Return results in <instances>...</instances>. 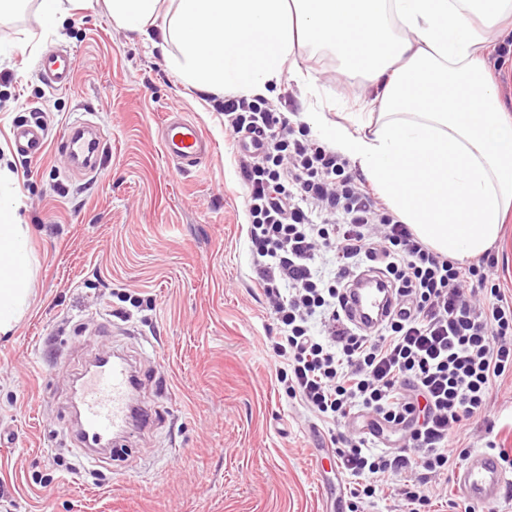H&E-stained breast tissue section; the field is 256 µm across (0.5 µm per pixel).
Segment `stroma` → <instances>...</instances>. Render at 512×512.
I'll use <instances>...</instances> for the list:
<instances>
[{
  "label": "stroma",
  "instance_id": "obj_1",
  "mask_svg": "<svg viewBox=\"0 0 512 512\" xmlns=\"http://www.w3.org/2000/svg\"><path fill=\"white\" fill-rule=\"evenodd\" d=\"M38 3L19 0L0 18V163L35 258L31 306L0 335V512H348L335 473L315 464L327 425L276 380L268 339L279 329L255 280L239 146L223 114L100 0L55 27ZM61 48L75 55V78L53 91L35 63ZM301 65L311 84L283 79L270 98L291 126L311 110L323 125L377 110L369 81L342 73L334 51ZM36 109L49 146L25 160L11 130ZM173 111L213 144L187 172L162 153ZM76 122L103 135L96 173L73 172L56 149ZM105 350L132 360L153 417L91 465L76 451L71 388ZM491 439L512 446L510 381L456 442L475 452Z\"/></svg>",
  "mask_w": 512,
  "mask_h": 512
}]
</instances>
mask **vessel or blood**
<instances>
[{
  "mask_svg": "<svg viewBox=\"0 0 512 512\" xmlns=\"http://www.w3.org/2000/svg\"><path fill=\"white\" fill-rule=\"evenodd\" d=\"M38 69L50 89H68L74 79V55L68 50L44 55ZM161 140L165 158L183 171L199 166L211 152V144L200 127L178 113L167 115ZM62 141L71 167L86 173L96 172L92 158L98 155L102 138L91 134L88 124L70 126ZM12 143L20 157H40L46 149L45 129L35 120L18 123L12 130ZM347 300L349 319L366 331L375 329L396 305L393 288L380 273L372 271L353 282ZM77 382L79 452L94 464L101 443L130 427L143 425L151 412L135 406L136 371L125 354L116 352L98 359L79 375ZM455 483L464 501L486 507L495 504L512 487V473L506 472L496 456L477 452L469 455L457 469Z\"/></svg>",
  "mask_w": 512,
  "mask_h": 512,
  "instance_id": "obj_1",
  "label": "vessel or blood"
}]
</instances>
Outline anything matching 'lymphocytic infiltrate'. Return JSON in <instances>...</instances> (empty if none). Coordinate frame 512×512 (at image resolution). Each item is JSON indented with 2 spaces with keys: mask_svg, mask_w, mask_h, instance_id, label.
Wrapping results in <instances>:
<instances>
[{
  "mask_svg": "<svg viewBox=\"0 0 512 512\" xmlns=\"http://www.w3.org/2000/svg\"><path fill=\"white\" fill-rule=\"evenodd\" d=\"M240 155L256 281L280 326L271 348L284 362L286 393L338 432L330 441L351 498L391 485L407 512H426L428 485L464 459L454 442L481 415L493 384L512 378V299L487 253L462 264L429 248L394 216L345 159L292 128L261 97L219 104ZM377 270L400 302L368 335L346 318V293ZM370 417L374 437L400 435L375 451L348 434Z\"/></svg>",
  "mask_w": 512,
  "mask_h": 512,
  "instance_id": "f902f5d3",
  "label": "lymphocytic infiltrate"
}]
</instances>
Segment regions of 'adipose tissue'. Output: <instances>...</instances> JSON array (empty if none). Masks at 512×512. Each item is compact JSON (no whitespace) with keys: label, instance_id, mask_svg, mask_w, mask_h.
<instances>
[{"label":"adipose tissue","instance_id":"obj_1","mask_svg":"<svg viewBox=\"0 0 512 512\" xmlns=\"http://www.w3.org/2000/svg\"><path fill=\"white\" fill-rule=\"evenodd\" d=\"M106 0L118 26L161 29L187 84L269 95L283 77L307 83L303 51L328 46L346 71L381 84L376 118L325 127L416 236L453 260L485 254L512 212V113L485 67L512 27V0ZM0 168V334L30 307L29 227Z\"/></svg>","mask_w":512,"mask_h":512}]
</instances>
